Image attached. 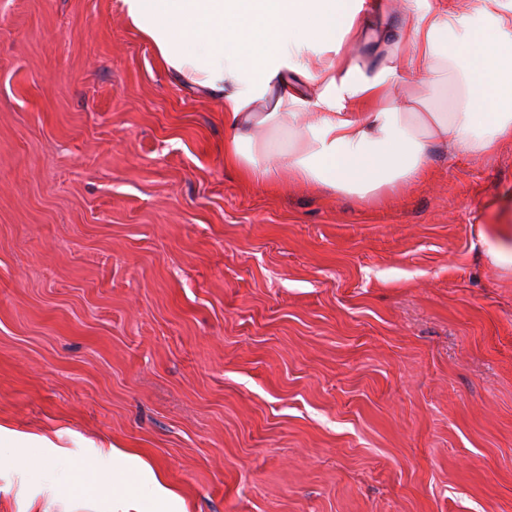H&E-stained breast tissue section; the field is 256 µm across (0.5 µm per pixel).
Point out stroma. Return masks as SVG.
Wrapping results in <instances>:
<instances>
[{"label": "stroma", "mask_w": 512, "mask_h": 512, "mask_svg": "<svg viewBox=\"0 0 512 512\" xmlns=\"http://www.w3.org/2000/svg\"><path fill=\"white\" fill-rule=\"evenodd\" d=\"M511 237L512 144L249 186L119 0H0V512H512ZM145 503L155 505L152 512H186L178 508L181 499L161 476L150 468L144 470L137 456L112 449V511L145 512Z\"/></svg>", "instance_id": "1"}]
</instances>
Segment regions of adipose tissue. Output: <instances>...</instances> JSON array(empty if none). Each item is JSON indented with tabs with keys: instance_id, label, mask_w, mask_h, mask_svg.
Masks as SVG:
<instances>
[{
	"instance_id": "obj_1",
	"label": "adipose tissue",
	"mask_w": 512,
	"mask_h": 512,
	"mask_svg": "<svg viewBox=\"0 0 512 512\" xmlns=\"http://www.w3.org/2000/svg\"><path fill=\"white\" fill-rule=\"evenodd\" d=\"M181 83L224 105V163L246 182L314 185L366 202L426 177L431 150L512 141V0L402 15L388 0H120ZM458 83L451 105L412 80ZM175 512L176 493L112 452V512Z\"/></svg>"
}]
</instances>
